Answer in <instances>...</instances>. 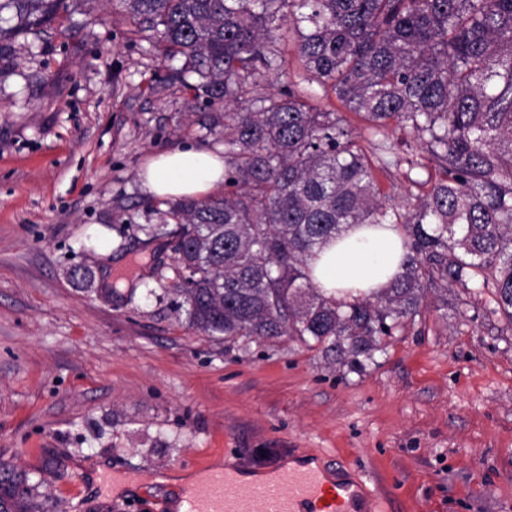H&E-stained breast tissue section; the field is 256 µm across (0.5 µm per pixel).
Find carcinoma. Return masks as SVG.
<instances>
[{
    "mask_svg": "<svg viewBox=\"0 0 512 512\" xmlns=\"http://www.w3.org/2000/svg\"><path fill=\"white\" fill-rule=\"evenodd\" d=\"M21 33L67 0H7ZM152 33L164 82L202 108L224 141V194L149 205L152 236L174 242L159 302L185 325L235 344L287 336L362 373L385 338L420 315L425 287L476 281L512 326V0H113ZM294 34L307 81L367 125L358 145L339 113L290 83ZM411 130L439 177L396 203L376 171L392 163L391 125ZM351 224H399L401 271L345 303L321 293L308 261ZM0 512H36L26 475L0 468Z\"/></svg>",
    "mask_w": 512,
    "mask_h": 512,
    "instance_id": "1",
    "label": "carcinoma"
}]
</instances>
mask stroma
Masks as SVG:
<instances>
[{
  "label": "stroma",
  "instance_id": "1",
  "mask_svg": "<svg viewBox=\"0 0 512 512\" xmlns=\"http://www.w3.org/2000/svg\"><path fill=\"white\" fill-rule=\"evenodd\" d=\"M70 10L0 52V463L39 512H176L173 475L306 456L379 512H512V329L489 295L449 288L360 374L285 337L224 344L152 296L172 252L136 242L157 221L139 172L214 138L112 0Z\"/></svg>",
  "mask_w": 512,
  "mask_h": 512
}]
</instances>
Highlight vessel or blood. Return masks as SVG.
I'll return each instance as SVG.
<instances>
[{
    "label": "vessel or blood",
    "mask_w": 512,
    "mask_h": 512,
    "mask_svg": "<svg viewBox=\"0 0 512 512\" xmlns=\"http://www.w3.org/2000/svg\"><path fill=\"white\" fill-rule=\"evenodd\" d=\"M365 483L330 480L322 469L272 471L268 481L242 483L233 473L208 476L184 500V512H375Z\"/></svg>",
    "instance_id": "1"
}]
</instances>
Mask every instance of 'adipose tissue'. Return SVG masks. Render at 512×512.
Wrapping results in <instances>:
<instances>
[{
  "label": "adipose tissue",
  "mask_w": 512,
  "mask_h": 512,
  "mask_svg": "<svg viewBox=\"0 0 512 512\" xmlns=\"http://www.w3.org/2000/svg\"><path fill=\"white\" fill-rule=\"evenodd\" d=\"M140 177L157 198L203 197L224 182V150L184 146L154 155ZM404 255L396 224H353L309 261L312 282L329 296L353 302L383 291Z\"/></svg>",
  "instance_id": "obj_1"
}]
</instances>
